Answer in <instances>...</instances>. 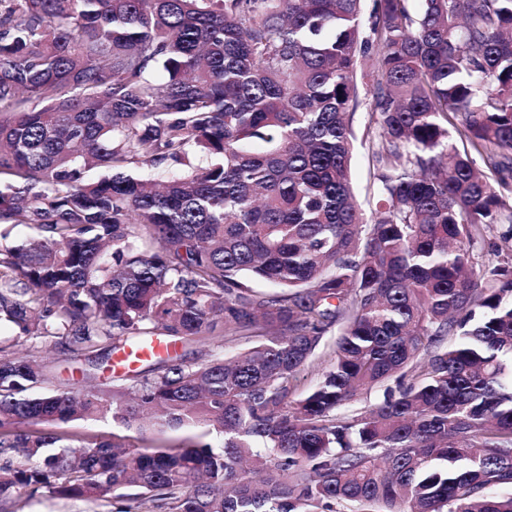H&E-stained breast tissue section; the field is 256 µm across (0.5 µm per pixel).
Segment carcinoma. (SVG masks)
Returning <instances> with one entry per match:
<instances>
[{"instance_id": "1", "label": "carcinoma", "mask_w": 512, "mask_h": 512, "mask_svg": "<svg viewBox=\"0 0 512 512\" xmlns=\"http://www.w3.org/2000/svg\"><path fill=\"white\" fill-rule=\"evenodd\" d=\"M365 2L0 0L1 500L512 512V260L474 254L512 240V0ZM155 340L213 350L112 372ZM76 421L112 441L36 430ZM369 109L362 103L354 112L352 129L355 133L354 151L352 158L353 187L365 218L368 222L373 220L376 209V198L372 190L374 182L371 164L372 144L377 143L374 138L373 125L370 127ZM334 336H331L318 349L315 358L308 363L298 376L297 386L292 398L298 399L309 392L319 382L324 368L333 357Z\"/></svg>"}]
</instances>
